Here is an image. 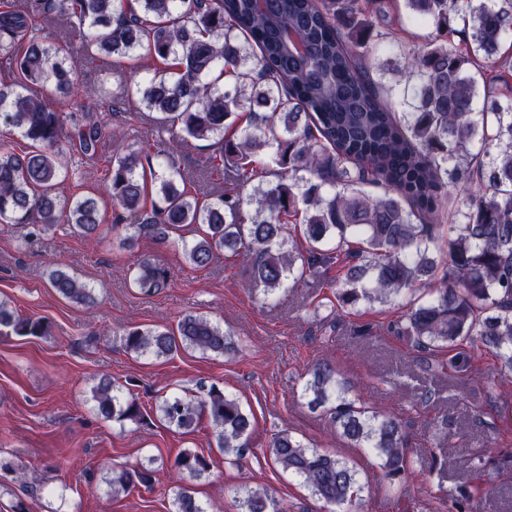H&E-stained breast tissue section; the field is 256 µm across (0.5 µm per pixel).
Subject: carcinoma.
<instances>
[{"instance_id": "obj_1", "label": "carcinoma", "mask_w": 512, "mask_h": 512, "mask_svg": "<svg viewBox=\"0 0 512 512\" xmlns=\"http://www.w3.org/2000/svg\"><path fill=\"white\" fill-rule=\"evenodd\" d=\"M52 19L90 60L143 55L166 64L122 91L126 111L154 113L157 130L185 142L209 141V169L228 185L201 199L177 152L127 146L112 156L105 192L126 213L129 239L175 237L196 268L228 249L266 297L306 278L323 281L331 295L314 310L330 309L332 321L409 294L391 325L421 354L424 374H477L480 348L494 353L496 373L512 374V82L494 63L512 38V0H0V122L30 144L21 154L0 143V224H68L89 236L102 222L99 199L57 193L70 176L67 157L91 163L102 144L127 134L94 113L59 112L36 92L49 82L79 92L72 63L37 35ZM405 23L434 33L408 50L403 67L377 64L404 78L397 109L367 54L371 41L394 40ZM451 212L443 254L438 241ZM49 281L65 299L93 300V289L64 267ZM131 283L156 293L167 271L144 258ZM0 327L20 337L50 329L2 301ZM123 345L156 357L238 351L231 332L201 314L174 328L130 327ZM92 394L108 420L149 417L139 394L116 393L108 377ZM301 397L348 446L375 453L383 480L402 485L413 468L410 422L376 410L329 361L307 370ZM155 410L186 433L206 416L233 464L251 451L253 414L215 385L199 395L158 394ZM269 452L327 508L350 512L369 493L348 459L285 430ZM173 467V512H209L187 485L210 470L207 458L184 451ZM154 473L142 463L114 466L105 482L128 493L153 486ZM482 497L479 486L466 491L448 512H479ZM237 507L284 512L263 487L243 490Z\"/></svg>"}]
</instances>
